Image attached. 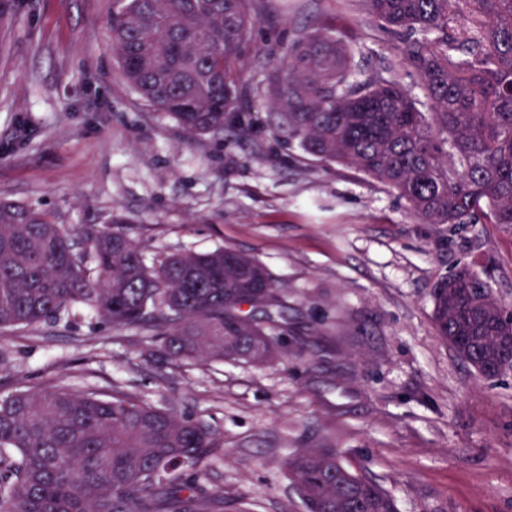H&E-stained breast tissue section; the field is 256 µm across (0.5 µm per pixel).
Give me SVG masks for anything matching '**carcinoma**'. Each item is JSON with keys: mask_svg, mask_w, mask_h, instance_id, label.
Here are the masks:
<instances>
[{"mask_svg": "<svg viewBox=\"0 0 512 512\" xmlns=\"http://www.w3.org/2000/svg\"><path fill=\"white\" fill-rule=\"evenodd\" d=\"M455 0H360L395 35L422 98L373 73L352 78L333 28L312 30L266 75L277 129L309 155L353 166L394 190L420 224L512 226V0H470L469 37L448 42ZM112 46L139 97L190 137L245 133L237 109L255 0H114ZM45 209L0 199V330L88 306L115 328L151 332L172 361L263 364L288 331V304L266 267L233 249L149 265L114 224L83 232ZM438 335L482 372L512 364V308L469 264L431 288ZM217 447L199 419L121 392L18 382L0 392V512H225L197 472ZM303 512H398L336 449L288 458Z\"/></svg>", "mask_w": 512, "mask_h": 512, "instance_id": "cac0c4a2", "label": "carcinoma"}]
</instances>
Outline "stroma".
I'll return each instance as SVG.
<instances>
[{"instance_id": "stroma-1", "label": "stroma", "mask_w": 512, "mask_h": 512, "mask_svg": "<svg viewBox=\"0 0 512 512\" xmlns=\"http://www.w3.org/2000/svg\"><path fill=\"white\" fill-rule=\"evenodd\" d=\"M113 0H18L0 31V199L76 229L127 226L147 260L232 248L286 291L295 322L275 359L170 362L149 332L78 307L0 333L16 382L122 390L205 421L223 439L197 475L228 512H297L286 460L336 449L399 512H512V372L481 377L438 336L433 283L464 261L512 304V228L440 237L396 193L306 154L271 121L265 76L298 36L334 24L357 73L400 66V38L358 0H257L239 111L249 127L187 137L128 86Z\"/></svg>"}]
</instances>
